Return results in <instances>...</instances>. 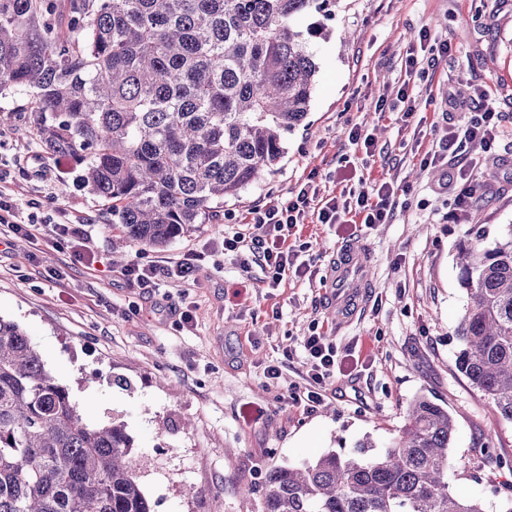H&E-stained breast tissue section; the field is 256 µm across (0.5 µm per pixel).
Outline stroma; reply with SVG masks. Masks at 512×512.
I'll list each match as a JSON object with an SVG mask.
<instances>
[{"label":"stroma","instance_id":"stroma-1","mask_svg":"<svg viewBox=\"0 0 512 512\" xmlns=\"http://www.w3.org/2000/svg\"><path fill=\"white\" fill-rule=\"evenodd\" d=\"M296 25L326 31L310 40L319 72L307 119L286 134L273 173L225 200L218 222L193 225L162 250H113L109 209L80 186L72 162L41 157L40 178L21 164L40 151L24 133L27 96L0 95V192L38 199L44 220L26 245L0 233V317L23 328L85 421L125 425L133 455L150 461L140 480L154 512H239L240 489L261 488L271 467L348 453L365 438L384 451L422 394L456 420L452 493L502 512L512 471L477 470L471 450L487 435L512 459V423L456 369L467 298L455 257L468 225L461 213L490 239L512 225V0H329ZM402 87L413 115L380 111ZM480 92L500 114L494 145L442 151ZM355 126L373 136V153L350 139ZM428 154L436 164L423 165ZM311 174L324 197L388 184L387 223L308 217L288 243L306 245L313 263L276 288L259 266L245 273L221 255L194 278L167 276L168 263L210 252L254 207L288 197ZM63 222L80 228L82 244L56 236ZM350 244L371 252L373 286L343 325L328 307V270ZM134 259L158 267L150 287L121 276ZM314 332L336 350V375L316 403L305 399L302 347ZM271 366L279 379H267Z\"/></svg>","mask_w":512,"mask_h":512}]
</instances>
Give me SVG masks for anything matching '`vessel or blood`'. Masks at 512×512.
<instances>
[{"label":"vessel or blood","instance_id":"b4317fda","mask_svg":"<svg viewBox=\"0 0 512 512\" xmlns=\"http://www.w3.org/2000/svg\"><path fill=\"white\" fill-rule=\"evenodd\" d=\"M371 254L359 247L344 249L329 272L333 288L331 305L341 321L351 320L360 309L371 284Z\"/></svg>","mask_w":512,"mask_h":512}]
</instances>
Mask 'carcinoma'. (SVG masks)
I'll return each mask as SVG.
<instances>
[{"instance_id":"carcinoma-1","label":"carcinoma","mask_w":512,"mask_h":512,"mask_svg":"<svg viewBox=\"0 0 512 512\" xmlns=\"http://www.w3.org/2000/svg\"><path fill=\"white\" fill-rule=\"evenodd\" d=\"M0 0V94L29 95L30 133L80 168L127 246L167 247L285 153L319 66L294 22L318 0ZM468 303L458 372L512 423V228L459 247ZM454 419L422 396L380 455L270 468L261 512H484L448 486ZM472 449L476 467L512 462ZM121 424H90L23 328L0 317V512H153Z\"/></svg>"}]
</instances>
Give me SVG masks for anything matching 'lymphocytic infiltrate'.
Wrapping results in <instances>:
<instances>
[{"instance_id": "lymphocytic-infiltrate-1", "label": "lymphocytic infiltrate", "mask_w": 512, "mask_h": 512, "mask_svg": "<svg viewBox=\"0 0 512 512\" xmlns=\"http://www.w3.org/2000/svg\"><path fill=\"white\" fill-rule=\"evenodd\" d=\"M497 114L492 109L476 107L463 133L449 131L448 146L458 149L462 141H477L492 146L497 129ZM320 190L314 178H307L291 197L271 201L252 212L250 232H234L222 242L224 253L233 254L242 271L260 266L269 285L281 283L284 276L297 267L300 254L288 247L289 232L304 223L308 213H315L318 223L344 224L350 215L362 216L364 223L383 224L389 216L390 190L379 184L365 190H352L348 194L320 199ZM304 349L310 364L309 377L314 385L308 391V401L321 397L320 387L336 373V352L319 333L307 336Z\"/></svg>"}]
</instances>
